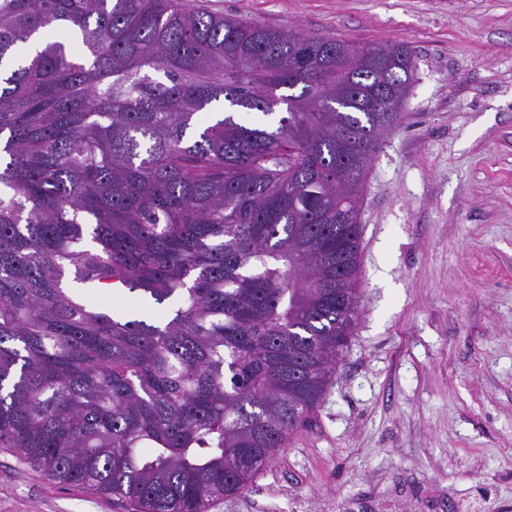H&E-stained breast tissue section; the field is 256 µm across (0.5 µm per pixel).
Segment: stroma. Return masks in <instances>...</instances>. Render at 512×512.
<instances>
[{
  "label": "stroma",
  "instance_id": "obj_1",
  "mask_svg": "<svg viewBox=\"0 0 512 512\" xmlns=\"http://www.w3.org/2000/svg\"><path fill=\"white\" fill-rule=\"evenodd\" d=\"M357 46L417 82L361 204L359 320L325 399L209 512H512V0H179ZM0 512H130L0 448Z\"/></svg>",
  "mask_w": 512,
  "mask_h": 512
}]
</instances>
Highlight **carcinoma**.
<instances>
[{
  "mask_svg": "<svg viewBox=\"0 0 512 512\" xmlns=\"http://www.w3.org/2000/svg\"><path fill=\"white\" fill-rule=\"evenodd\" d=\"M347 47L177 0H0V448L134 512H208L306 426L417 76L406 43Z\"/></svg>",
  "mask_w": 512,
  "mask_h": 512,
  "instance_id": "cac0c4a2",
  "label": "carcinoma"
}]
</instances>
